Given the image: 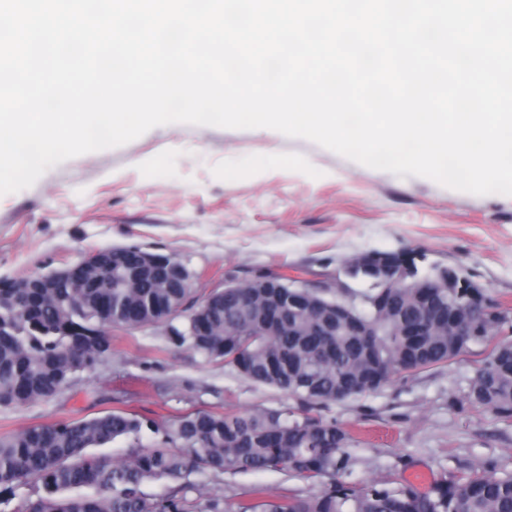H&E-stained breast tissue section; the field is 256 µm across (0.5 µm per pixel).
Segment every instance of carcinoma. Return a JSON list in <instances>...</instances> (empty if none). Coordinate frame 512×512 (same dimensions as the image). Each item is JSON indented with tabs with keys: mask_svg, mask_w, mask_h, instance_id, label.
<instances>
[{
	"mask_svg": "<svg viewBox=\"0 0 512 512\" xmlns=\"http://www.w3.org/2000/svg\"><path fill=\"white\" fill-rule=\"evenodd\" d=\"M419 302L410 288H368L356 293L379 299L384 321L369 317L376 336H309L308 316L298 313L288 327L269 336L257 329L264 309L243 308L233 289L224 293L219 318L208 336L189 335L190 322L175 340L204 358L224 363L250 380L277 388L299 402L284 418L199 410L181 416L165 439L142 444L148 421L113 409L63 424H38L0 435V512H512V471L491 462L436 482L422 491L410 484L350 479L354 459L349 431L334 419L311 412L318 407L370 394L387 381L407 380L455 362L471 346L485 357L470 388L479 407L512 422V337L504 333L508 312L479 320L474 336H410L422 305L464 306L466 295L448 297L444 288H426ZM68 283L56 288H14L0 307V407L48 401L75 379L105 362L109 332L84 336L97 319L96 305L112 294L115 323L128 324L136 312L154 307L159 296L185 299L183 288H156L145 279L135 288H89L86 302L72 307ZM129 452L114 461L91 452L118 440ZM281 471L317 482L314 494L236 502L220 488L203 491L191 480L206 475L219 482L226 472ZM165 481L163 495L146 483ZM31 492L16 498L15 490ZM90 487L95 494L81 493Z\"/></svg>",
	"mask_w": 512,
	"mask_h": 512,
	"instance_id": "carcinoma-1",
	"label": "carcinoma"
}]
</instances>
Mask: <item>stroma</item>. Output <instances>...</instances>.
<instances>
[{"mask_svg": "<svg viewBox=\"0 0 512 512\" xmlns=\"http://www.w3.org/2000/svg\"><path fill=\"white\" fill-rule=\"evenodd\" d=\"M175 254L199 280L301 274L320 287L365 251L424 253L457 265L512 309V196L472 195L431 179L377 170L270 129L170 124L48 169L0 195V280L73 265L108 246ZM480 348L324 415L355 438L352 477L437 481L495 459L512 470V423L462 399ZM284 392L176 345L166 324L112 331V355L50 401L0 408V433L90 418L115 408L166 429L185 412L287 409ZM157 430V432H158ZM145 432L144 444L157 441ZM225 496H305L315 484L284 472L225 473Z\"/></svg>", "mask_w": 512, "mask_h": 512, "instance_id": "35a3bbf8", "label": "stroma"}]
</instances>
